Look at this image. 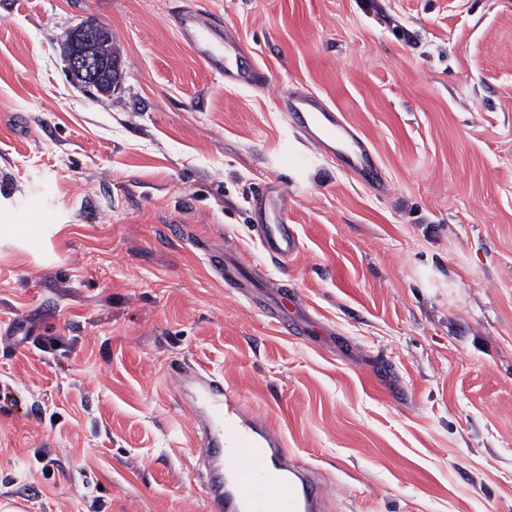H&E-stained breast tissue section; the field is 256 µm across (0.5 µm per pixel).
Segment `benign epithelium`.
Listing matches in <instances>:
<instances>
[{
	"label": "benign epithelium",
	"mask_w": 512,
	"mask_h": 512,
	"mask_svg": "<svg viewBox=\"0 0 512 512\" xmlns=\"http://www.w3.org/2000/svg\"><path fill=\"white\" fill-rule=\"evenodd\" d=\"M108 37V28L95 20H86L72 31L66 45V62L76 84L102 93L112 91L110 74L116 60L99 52V44Z\"/></svg>",
	"instance_id": "7a95c632"
}]
</instances>
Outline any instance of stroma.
<instances>
[{"label":"stroma","instance_id":"1","mask_svg":"<svg viewBox=\"0 0 512 512\" xmlns=\"http://www.w3.org/2000/svg\"><path fill=\"white\" fill-rule=\"evenodd\" d=\"M181 0H0V501L206 512L175 371L224 379L328 512H512V0H195L266 88L176 36ZM107 25V100L66 72ZM305 88L374 146L380 193L307 146ZM300 250L262 255L253 196ZM233 250L246 288L209 255ZM295 290L301 335L263 306ZM254 222L263 253L272 262L286 264L298 252V238L288 224V190L282 183L258 188Z\"/></svg>","mask_w":512,"mask_h":512}]
</instances>
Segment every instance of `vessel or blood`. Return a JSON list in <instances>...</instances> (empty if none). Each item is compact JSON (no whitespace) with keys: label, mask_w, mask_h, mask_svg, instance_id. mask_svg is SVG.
<instances>
[{"label":"vessel or blood","mask_w":512,"mask_h":512,"mask_svg":"<svg viewBox=\"0 0 512 512\" xmlns=\"http://www.w3.org/2000/svg\"><path fill=\"white\" fill-rule=\"evenodd\" d=\"M171 20L181 42L226 84L267 86V73L256 65L243 66L242 45L211 15L185 6ZM280 105L304 142L377 191H386L370 142L343 113L303 90L281 97ZM254 222L263 253L272 262L287 263L297 253L283 184L258 188ZM175 380L180 389L195 391L190 407L194 428L202 435L199 457L209 469L208 512H324L328 487L304 461L287 456L282 434L265 416L243 404L221 379L181 371Z\"/></svg>","instance_id":"obj_1"}]
</instances>
